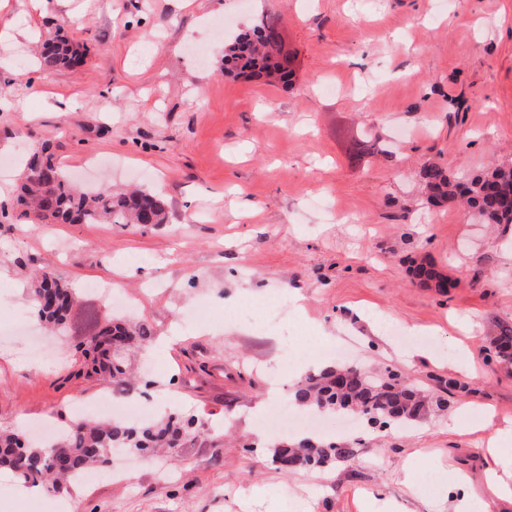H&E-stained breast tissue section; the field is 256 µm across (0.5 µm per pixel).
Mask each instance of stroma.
Returning a JSON list of instances; mask_svg holds the SVG:
<instances>
[{"mask_svg": "<svg viewBox=\"0 0 512 512\" xmlns=\"http://www.w3.org/2000/svg\"><path fill=\"white\" fill-rule=\"evenodd\" d=\"M269 13L281 15L295 56L291 85L225 77L227 41ZM0 32L10 43L0 66V425L39 435L102 392L81 355L114 314L86 289L99 282L148 290L126 317L148 322L157 343L132 363L164 356L173 375L144 373L138 393L173 396L205 430L170 460L115 455L126 479L43 494V512L62 502L76 512H456L460 473L475 512H512L487 482L488 439L512 424V368L489 342L494 326H512V228L431 205L419 175L426 165L458 176L512 165V0H7ZM57 33L87 45L83 65L40 69V45ZM361 137L379 151L355 161ZM45 146L85 186L161 193L168 223L26 219L20 177ZM128 256L150 278L131 275ZM424 259L454 288L413 280L411 262ZM40 270L84 294L36 361L26 353L37 323L16 332L10 321L31 310ZM275 292L287 293V314L243 317ZM197 300L220 301L226 317L188 333ZM361 310L398 335L374 337ZM406 334L420 339L411 367ZM326 336L350 344V363L399 370L427 390L451 379L464 389L413 422L334 433L354 446L348 461L277 469L263 419ZM463 345L466 374L452 363ZM273 356L275 380L264 369ZM465 406L475 425L460 435L448 424Z\"/></svg>", "mask_w": 512, "mask_h": 512, "instance_id": "35a3bbf8", "label": "stroma"}]
</instances>
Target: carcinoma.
Instances as JSON below:
<instances>
[{"instance_id":"obj_1","label":"carcinoma","mask_w":512,"mask_h":512,"mask_svg":"<svg viewBox=\"0 0 512 512\" xmlns=\"http://www.w3.org/2000/svg\"><path fill=\"white\" fill-rule=\"evenodd\" d=\"M281 17L266 14L250 31L237 35L224 47V75L286 86L293 77V56L282 51ZM88 48L58 37L46 40L40 51L45 70L72 69L82 63ZM421 180L430 202L440 206L459 201L482 224L512 225V165H499L461 179L435 165L423 167ZM17 204L22 215L41 224H165L168 203L159 193L145 189L118 191L110 187L96 192L79 190L68 175L43 150L29 161L22 173ZM422 284L442 293L454 283L430 262L413 267ZM31 301L40 320L63 325L78 294L52 271L39 273L31 284ZM154 331L145 322L135 325L116 320L95 333L86 344L84 356L92 357L91 373L100 383L122 393L131 392L128 348L145 347ZM497 361L512 364V327L501 326L491 338ZM294 402L328 412L352 410L371 424L383 427L414 421L425 409L445 407V399L432 397L396 370L380 375L360 368L332 366L317 374L303 376L293 390ZM203 434L195 418L173 408L169 414L140 424L112 419H82L56 439L29 444L15 429L0 428V468L9 470L21 482L60 492L74 473L102 468L109 454L122 448L131 454H147L163 448H180ZM355 449L338 447L312 437L273 445V461L285 471L322 468L348 460Z\"/></svg>"}]
</instances>
